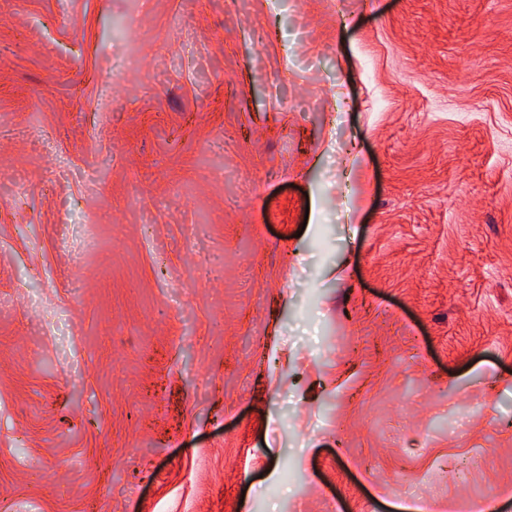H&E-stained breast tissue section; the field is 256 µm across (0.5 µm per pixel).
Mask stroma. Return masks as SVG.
Wrapping results in <instances>:
<instances>
[{
	"label": "stroma",
	"mask_w": 512,
	"mask_h": 512,
	"mask_svg": "<svg viewBox=\"0 0 512 512\" xmlns=\"http://www.w3.org/2000/svg\"><path fill=\"white\" fill-rule=\"evenodd\" d=\"M476 493L512 512V0H0V512Z\"/></svg>",
	"instance_id": "35a3bbf8"
}]
</instances>
